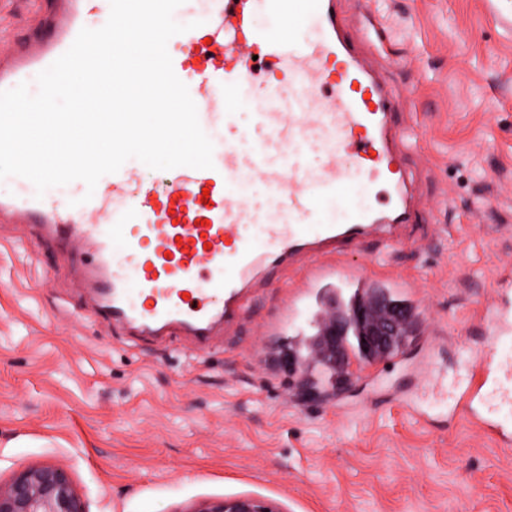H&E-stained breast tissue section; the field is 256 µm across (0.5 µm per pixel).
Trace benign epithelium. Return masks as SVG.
<instances>
[{"label":"benign epithelium","mask_w":512,"mask_h":512,"mask_svg":"<svg viewBox=\"0 0 512 512\" xmlns=\"http://www.w3.org/2000/svg\"><path fill=\"white\" fill-rule=\"evenodd\" d=\"M407 312L375 295L371 305L358 303L350 314L333 316L315 339L317 358L334 371L347 370L348 358L343 344L347 325L358 323L361 348L371 357L387 355L400 340ZM0 512H87L75 492L67 470L57 465L28 467L17 471L11 480L0 484ZM192 512H279L272 504L257 498L223 499L203 502Z\"/></svg>","instance_id":"obj_1"}]
</instances>
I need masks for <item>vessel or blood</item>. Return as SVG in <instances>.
Listing matches in <instances>:
<instances>
[{"mask_svg": "<svg viewBox=\"0 0 512 512\" xmlns=\"http://www.w3.org/2000/svg\"><path fill=\"white\" fill-rule=\"evenodd\" d=\"M339 0H207L201 26L172 37L168 52L214 145L210 169L164 171L163 185L125 162L95 191L73 182L78 205L52 194L0 199V221L33 224L83 258V289L113 324L134 336H189L198 344L235 315L259 270L307 256L305 288L362 279L332 257L371 238L390 241L420 223L408 194L406 131L394 95L367 68L347 32L377 31L368 0L344 13ZM37 41L0 54V90L63 55L109 0H59ZM268 17L257 24L256 14ZM312 28L297 38L299 22ZM275 72L257 80L255 57ZM254 111L242 129L235 107ZM315 153L319 165L307 167ZM261 192H250V184ZM351 196L340 216L327 202ZM483 323L489 344L472 353L450 386L453 408L471 424L512 443V266L495 270ZM500 413L477 411L486 390Z\"/></svg>", "mask_w": 512, "mask_h": 512, "instance_id": "vessel-or-blood-1", "label": "vessel or blood"}]
</instances>
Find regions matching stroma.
<instances>
[{
  "label": "stroma",
  "instance_id": "1",
  "mask_svg": "<svg viewBox=\"0 0 512 512\" xmlns=\"http://www.w3.org/2000/svg\"><path fill=\"white\" fill-rule=\"evenodd\" d=\"M366 56L417 138L406 163L426 220L345 256L407 285L405 346L339 382L289 367L328 282L293 301L299 260L263 271L207 346L118 335L83 315L80 257L0 224V482L65 468L90 512H192L254 497L280 512H512V446L453 416L445 387L480 349L493 267L512 262V0H372ZM48 0H0V52L40 35Z\"/></svg>",
  "mask_w": 512,
  "mask_h": 512
}]
</instances>
